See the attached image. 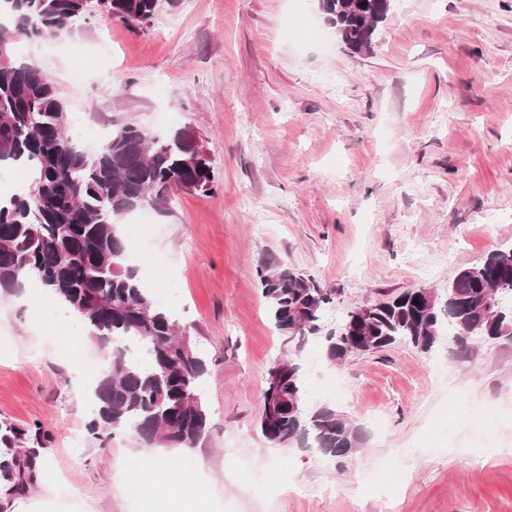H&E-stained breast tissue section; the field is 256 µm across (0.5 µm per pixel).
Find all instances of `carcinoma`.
<instances>
[{
    "label": "carcinoma",
    "instance_id": "cac0c4a2",
    "mask_svg": "<svg viewBox=\"0 0 512 512\" xmlns=\"http://www.w3.org/2000/svg\"><path fill=\"white\" fill-rule=\"evenodd\" d=\"M18 33L56 36L90 15L85 0H11ZM105 14L148 24L158 0H105ZM321 12L338 39L355 52L371 51L393 0H321ZM37 22L32 26L31 22ZM68 112L56 86L37 68L14 58L0 31V168H29L24 191L0 197V293L13 295L33 278L64 310L83 306L99 315L91 337L108 349L109 364L96 380L86 430L101 443L119 430L155 448L191 450L206 436L204 403L190 405L207 372L193 344L179 340L184 326L142 288L126 264L129 244L121 229L129 214L169 210L171 191L187 184L212 189L208 155L187 131L155 136L132 123L112 126L96 149L77 146L67 134ZM268 316L292 346L281 368L270 367L259 427L275 447L316 448L338 460L356 456L365 434L336 409L308 405L298 355L321 331L328 295L274 256L256 267ZM500 301V306L493 305ZM342 333L326 337L327 359L341 363L354 353L380 351L407 341L427 352L447 336L456 358L469 359L471 337L512 346V249L495 250L448 282L446 301L431 288H414L347 312ZM146 345L143 361L127 357L122 342ZM32 457L15 456L4 475L26 484Z\"/></svg>",
    "mask_w": 512,
    "mask_h": 512
}]
</instances>
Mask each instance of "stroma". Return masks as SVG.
I'll list each match as a JSON object with an SVG mask.
<instances>
[{
    "mask_svg": "<svg viewBox=\"0 0 512 512\" xmlns=\"http://www.w3.org/2000/svg\"><path fill=\"white\" fill-rule=\"evenodd\" d=\"M15 54L70 117L188 128L211 157L212 190L176 192L143 229L139 275L208 365L206 438L163 454L210 485L206 512H512V346L479 340L460 363L445 341L398 343L333 366L312 339L307 401L365 446L341 465L273 447L261 392L288 347L255 274L272 255L331 291L329 332L512 248V0H397L368 53L314 0H159L148 26L95 16ZM24 294L0 298V425L49 440L25 491L0 476V512H144L125 467L143 442L84 430L72 351L100 348L39 284Z\"/></svg>",
    "mask_w": 512,
    "mask_h": 512,
    "instance_id": "stroma-1",
    "label": "stroma"
}]
</instances>
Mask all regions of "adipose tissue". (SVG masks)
<instances>
[{
  "mask_svg": "<svg viewBox=\"0 0 512 512\" xmlns=\"http://www.w3.org/2000/svg\"><path fill=\"white\" fill-rule=\"evenodd\" d=\"M126 466L140 498L154 503L162 498H180L183 508L193 512L201 501L207 500L210 488L196 471L181 469L170 471L165 463L150 451L130 458Z\"/></svg>",
  "mask_w": 512,
  "mask_h": 512,
  "instance_id": "1",
  "label": "adipose tissue"
}]
</instances>
